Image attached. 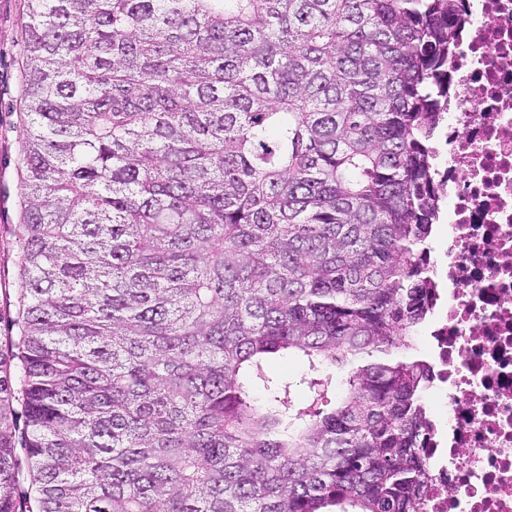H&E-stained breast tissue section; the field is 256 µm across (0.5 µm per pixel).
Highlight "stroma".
Returning <instances> with one entry per match:
<instances>
[{
	"mask_svg": "<svg viewBox=\"0 0 512 512\" xmlns=\"http://www.w3.org/2000/svg\"><path fill=\"white\" fill-rule=\"evenodd\" d=\"M24 0H0V312L14 289L22 244L14 227L22 221L24 197L22 114Z\"/></svg>",
	"mask_w": 512,
	"mask_h": 512,
	"instance_id": "35a3bbf8",
	"label": "stroma"
}]
</instances>
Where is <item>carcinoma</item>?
I'll list each match as a JSON object with an SVG mask.
<instances>
[{
  "instance_id": "obj_1",
  "label": "carcinoma",
  "mask_w": 512,
  "mask_h": 512,
  "mask_svg": "<svg viewBox=\"0 0 512 512\" xmlns=\"http://www.w3.org/2000/svg\"><path fill=\"white\" fill-rule=\"evenodd\" d=\"M453 0H25L0 512H428ZM304 360V401L266 361Z\"/></svg>"
}]
</instances>
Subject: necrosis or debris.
<instances>
[{
	"mask_svg": "<svg viewBox=\"0 0 512 512\" xmlns=\"http://www.w3.org/2000/svg\"><path fill=\"white\" fill-rule=\"evenodd\" d=\"M436 125L428 512H512V0H465Z\"/></svg>",
	"mask_w": 512,
	"mask_h": 512,
	"instance_id": "1",
	"label": "necrosis or debris"
}]
</instances>
